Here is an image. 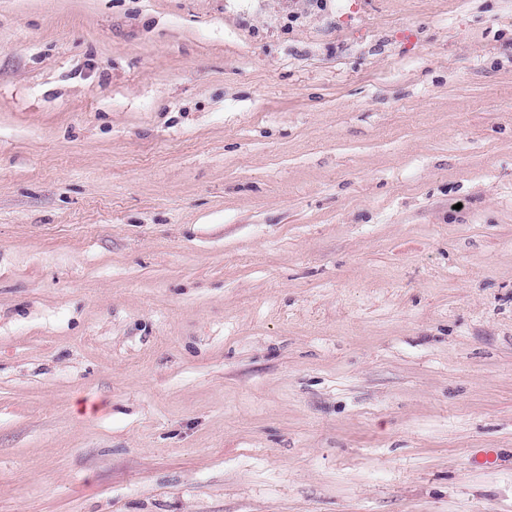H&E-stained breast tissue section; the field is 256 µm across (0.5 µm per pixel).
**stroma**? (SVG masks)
Here are the masks:
<instances>
[{"label":"stroma","mask_w":512,"mask_h":512,"mask_svg":"<svg viewBox=\"0 0 512 512\" xmlns=\"http://www.w3.org/2000/svg\"><path fill=\"white\" fill-rule=\"evenodd\" d=\"M0 512H512V0H0Z\"/></svg>","instance_id":"1"}]
</instances>
